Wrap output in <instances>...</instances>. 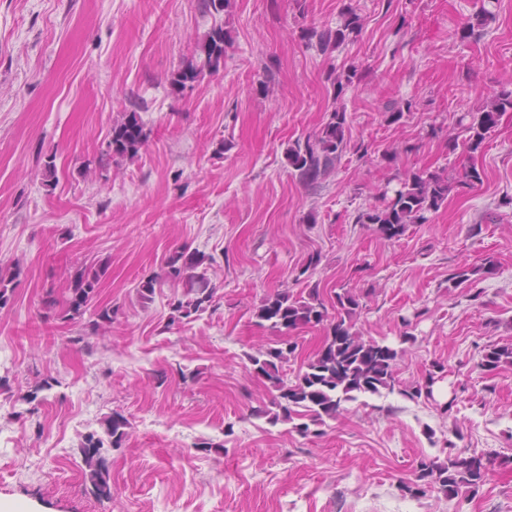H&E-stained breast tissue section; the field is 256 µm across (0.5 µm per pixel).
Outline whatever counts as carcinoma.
I'll use <instances>...</instances> for the list:
<instances>
[{"label": "carcinoma", "instance_id": "obj_1", "mask_svg": "<svg viewBox=\"0 0 512 512\" xmlns=\"http://www.w3.org/2000/svg\"><path fill=\"white\" fill-rule=\"evenodd\" d=\"M496 15L483 7L473 20L463 27L461 37L470 38L495 21ZM364 27L362 16L347 4L340 12V23L334 28L317 30L312 27L304 31L307 41L317 39V48L330 54L356 41ZM230 31L224 26L214 27L204 38L197 41L191 57L173 74L171 82L180 89L200 81L205 75L215 74L224 66V57L232 47ZM358 78L356 68L328 73L334 98H339L345 89ZM503 112H512V88L493 92L483 110L469 113L470 122L461 125L466 133L462 142L464 149L474 154L483 149L488 134L497 125ZM347 112L335 107L328 112L326 121L311 135L298 138L288 145L285 156L290 175L300 184L311 186L323 179L334 168L336 161L347 150L350 139ZM147 141V133L138 112L132 110L112 123L106 155L113 158L134 159ZM448 178L437 172L418 170L400 183V188L384 190L379 204L357 216L358 224H374L386 240L404 234L409 224H424L428 214L437 211L448 198ZM215 259L202 252L176 251L166 260L164 278L150 277L140 282L139 297L149 301L156 287L166 279L184 285L183 297L170 303L168 325L188 321L213 306L215 284L208 277V269ZM108 264L79 265L72 268L68 287L62 299L46 302L48 310L61 307V318L81 320L90 314L93 330L112 325V308L92 307ZM20 275L19 267L0 265V309L11 301L14 288L11 284ZM336 311L329 316L324 298L318 289H311L307 296L295 297L288 290L268 295L261 301L255 315L267 328L281 337L280 346L258 349L247 355L253 373L266 378L277 391L272 408L261 410L272 424H293V429L307 435L310 426L325 424L327 419H336L342 403L355 401L361 395H376L381 390L394 391L397 384L395 365L404 349L382 342L365 340L353 331V317L360 308L359 297L345 289L336 293ZM327 324L321 346L308 361L306 370L290 381L281 374L283 364L295 356L297 343L292 341L294 333L306 326ZM512 366V345H489L484 350L480 367L492 372L502 366ZM104 433L111 447L120 448L128 438L129 420L120 412H113L101 420ZM104 442L89 433L80 444V453L85 466L84 476L91 491L99 499L112 498V483L109 462L103 455ZM488 472L483 458L467 455L463 450H448L445 460L421 461L414 485H403L401 490L410 495L424 493L419 482L452 499L462 492L474 494L485 482Z\"/></svg>", "mask_w": 512, "mask_h": 512}]
</instances>
